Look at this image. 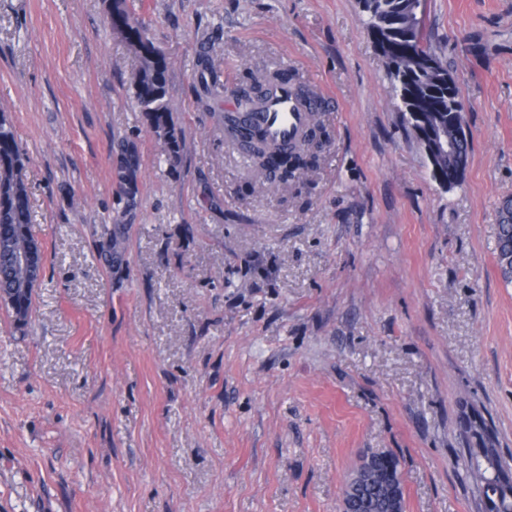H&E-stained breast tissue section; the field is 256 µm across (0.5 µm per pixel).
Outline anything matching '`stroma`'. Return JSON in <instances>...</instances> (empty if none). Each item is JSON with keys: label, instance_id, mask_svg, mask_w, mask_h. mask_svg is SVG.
Listing matches in <instances>:
<instances>
[{"label": "stroma", "instance_id": "1", "mask_svg": "<svg viewBox=\"0 0 512 512\" xmlns=\"http://www.w3.org/2000/svg\"><path fill=\"white\" fill-rule=\"evenodd\" d=\"M133 8L171 63L174 173L103 0H0V106L45 259L29 325L0 306V512H339L369 450L399 457L405 512H479L463 409L512 451V284L494 253L512 0H423L466 105L469 163L447 192L359 0ZM259 68L322 103L330 142L296 198L254 191L216 118ZM102 224L125 227L120 270L97 258Z\"/></svg>", "mask_w": 512, "mask_h": 512}]
</instances>
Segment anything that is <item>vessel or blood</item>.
<instances>
[{"label":"vessel or blood","mask_w":512,"mask_h":512,"mask_svg":"<svg viewBox=\"0 0 512 512\" xmlns=\"http://www.w3.org/2000/svg\"><path fill=\"white\" fill-rule=\"evenodd\" d=\"M315 101L303 97L288 77L274 82L255 111L244 113V120L256 127L271 145L272 156L303 143L310 130Z\"/></svg>","instance_id":"1"}]
</instances>
